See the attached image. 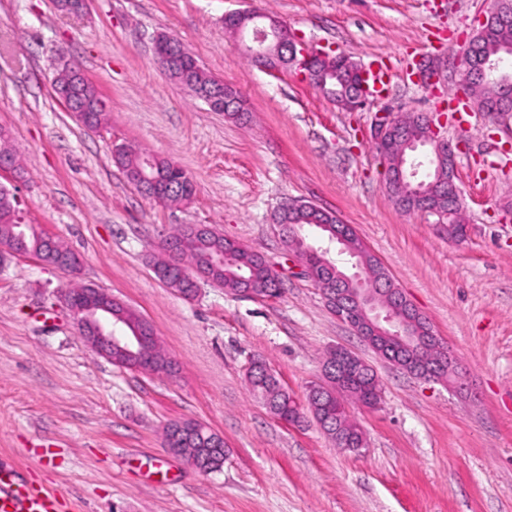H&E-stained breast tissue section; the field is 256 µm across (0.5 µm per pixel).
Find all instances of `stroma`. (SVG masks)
Masks as SVG:
<instances>
[{
  "mask_svg": "<svg viewBox=\"0 0 512 512\" xmlns=\"http://www.w3.org/2000/svg\"><path fill=\"white\" fill-rule=\"evenodd\" d=\"M252 7L307 50L369 65L382 55L388 94L348 112L296 68L254 66L225 14ZM490 0H0V127L24 174L0 176L23 223L67 244L77 275L30 255L0 264V463L67 495V512H512V128L450 111L453 65ZM178 39L246 99L239 121L212 111L156 63L154 37ZM441 57L436 87L415 63ZM81 66L106 103L96 131L78 123L52 79ZM446 111L464 199L465 236L398 209L370 137L378 109ZM127 145L176 162L193 201L141 195L112 160ZM303 199L351 224L458 356L465 388L415 378L327 309L272 224ZM203 224L263 255L282 293L250 299L202 284L167 288L152 260L162 234ZM89 284L147 320L175 373L118 367L78 334L63 295ZM344 346L372 366L379 405L351 406L366 446L337 448L312 415L288 425L249 390L262 356L298 404ZM193 420L224 440L204 474L166 448L169 423Z\"/></svg>",
  "mask_w": 512,
  "mask_h": 512,
  "instance_id": "obj_1",
  "label": "stroma"
}]
</instances>
